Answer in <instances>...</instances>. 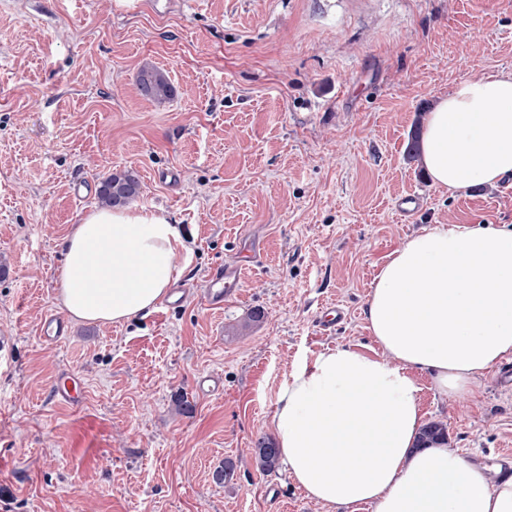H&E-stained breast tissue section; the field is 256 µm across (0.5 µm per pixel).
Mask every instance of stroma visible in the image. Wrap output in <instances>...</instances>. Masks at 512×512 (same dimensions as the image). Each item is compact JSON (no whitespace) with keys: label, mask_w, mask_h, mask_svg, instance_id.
<instances>
[{"label":"stroma","mask_w":512,"mask_h":512,"mask_svg":"<svg viewBox=\"0 0 512 512\" xmlns=\"http://www.w3.org/2000/svg\"><path fill=\"white\" fill-rule=\"evenodd\" d=\"M147 64L170 99L141 94ZM488 72L512 74V0H0V339L14 345L0 512H322L254 450L294 362L339 345L378 354L364 309L408 237L512 226V178L451 195L406 156L416 121ZM115 171L184 236L177 280L203 287L253 243L263 259L223 308L72 323L46 345L58 244ZM406 193L422 205L403 218ZM66 370L84 381L79 403L50 393ZM202 374L223 391L199 394ZM415 380L449 447L512 449L497 369L463 400ZM228 459L233 479L215 483Z\"/></svg>","instance_id":"1"}]
</instances>
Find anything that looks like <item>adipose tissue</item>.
<instances>
[{"instance_id":"ef3b65f1","label":"adipose tissue","mask_w":512,"mask_h":512,"mask_svg":"<svg viewBox=\"0 0 512 512\" xmlns=\"http://www.w3.org/2000/svg\"><path fill=\"white\" fill-rule=\"evenodd\" d=\"M420 155L454 193L512 176V75L459 82L429 112ZM185 243L166 217L93 209L61 241L57 299L78 322L120 323L166 298ZM365 320L380 353L348 346L298 360L272 433L290 476L325 512H512V478L441 442L421 445L415 374L445 398L512 354V227L441 224L379 267Z\"/></svg>"}]
</instances>
